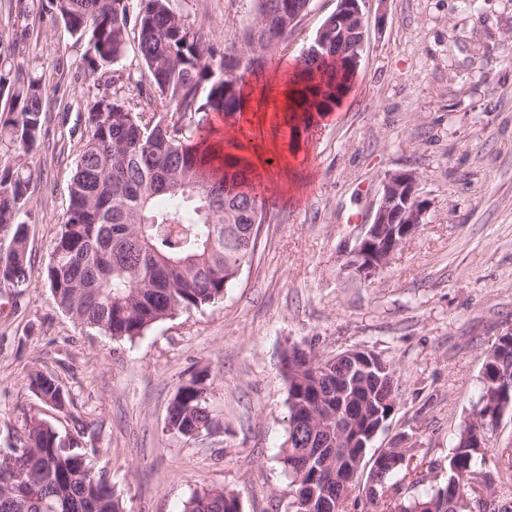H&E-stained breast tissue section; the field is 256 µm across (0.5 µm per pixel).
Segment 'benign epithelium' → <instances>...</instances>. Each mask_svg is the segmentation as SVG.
Returning <instances> with one entry per match:
<instances>
[{
	"mask_svg": "<svg viewBox=\"0 0 512 512\" xmlns=\"http://www.w3.org/2000/svg\"><path fill=\"white\" fill-rule=\"evenodd\" d=\"M379 195L373 222L361 225L354 245L342 250L343 268L363 281L377 277L382 267L391 262L397 248L394 243L376 252L380 241L378 228L388 224L401 231L402 238H409L418 230L427 211L426 200L419 193L418 178L411 171L389 174L381 183Z\"/></svg>",
	"mask_w": 512,
	"mask_h": 512,
	"instance_id": "7a95c632",
	"label": "benign epithelium"
}]
</instances>
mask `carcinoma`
<instances>
[{"label": "carcinoma", "instance_id": "1", "mask_svg": "<svg viewBox=\"0 0 512 512\" xmlns=\"http://www.w3.org/2000/svg\"><path fill=\"white\" fill-rule=\"evenodd\" d=\"M4 2L19 20L35 11V0ZM254 2V18L238 41L221 48L187 25L172 0H48L51 15L86 40L84 75L104 87L83 102L87 135L47 268L56 305L84 327L133 341L163 320L223 298L252 261V228L266 223L267 214L250 205L241 145L220 139L224 155L212 146L214 118L242 110L248 76L272 51L288 53L310 0ZM358 26L340 13L321 26L320 42L325 53L341 55L340 69L327 70L311 55L294 58L287 81L300 86L295 103L302 117L287 127L291 141L347 93L363 51ZM131 39L150 79V90L136 101L120 94L114 75ZM0 99L12 115L0 125V144L16 154V163L0 170V233L11 243L0 253V288H15L29 277L27 204L37 170L28 156L47 107L46 86L20 41L0 42ZM358 355L368 368L348 357L322 360L312 346L293 343L283 351L288 434L280 460L291 512H512L497 497L501 479H512V444L497 449L491 464L484 452L502 419L512 417V336L487 353L478 412L448 454L446 484L412 498L401 497L403 482H423V470L433 466L411 449H382L385 464L374 469L367 467L370 448L336 440V421L355 423L363 440L396 408L391 363L371 350ZM205 377L191 373L171 399L167 427L174 433L212 427ZM29 387L58 412L70 402L61 383L41 371L29 374ZM23 427L28 478L18 486L0 460V512H124L80 438L61 435L37 414ZM364 472L381 500L361 483ZM241 509L239 496L225 489H197L183 504V512Z\"/></svg>", "mask_w": 512, "mask_h": 512}]
</instances>
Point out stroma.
<instances>
[{
	"label": "stroma",
	"instance_id": "obj_1",
	"mask_svg": "<svg viewBox=\"0 0 512 512\" xmlns=\"http://www.w3.org/2000/svg\"><path fill=\"white\" fill-rule=\"evenodd\" d=\"M338 0H310L289 56L307 47ZM217 44L240 35L253 0H175ZM366 37L349 93L302 147L277 161L270 125L253 139L274 163L269 224L251 263L209 306L162 321L135 341L81 326L52 297L46 269L94 93L81 70L85 42L49 12L30 17L36 75L55 87L33 153L31 272L0 288V444L37 414L60 433L83 430L127 512H179L199 488L239 493L243 512H289L277 456L287 436L288 343L332 355L369 349L398 380L396 410L374 447L415 449L444 463L480 393L485 357L512 329V0H367ZM416 173L428 211L419 231L372 281L341 269V249L370 223L393 172ZM208 370L216 425L188 439L168 432L167 407L191 372ZM53 374L65 412L42 404L29 371Z\"/></svg>",
	"mask_w": 512,
	"mask_h": 512
}]
</instances>
